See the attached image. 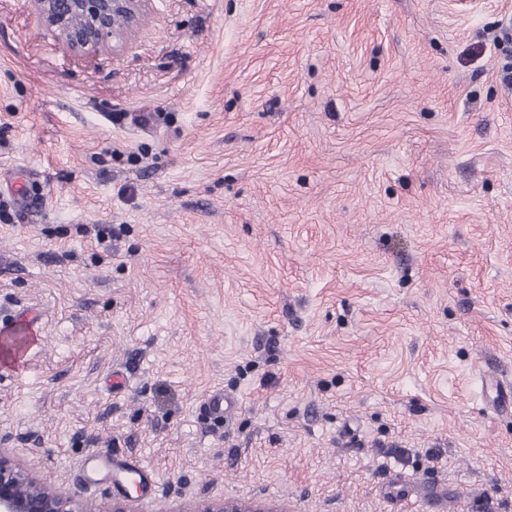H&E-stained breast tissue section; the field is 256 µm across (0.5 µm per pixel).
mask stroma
<instances>
[{
	"label": "stroma",
	"instance_id": "35a3bbf8",
	"mask_svg": "<svg viewBox=\"0 0 512 512\" xmlns=\"http://www.w3.org/2000/svg\"><path fill=\"white\" fill-rule=\"evenodd\" d=\"M507 33L512 0H148L79 55L0 0V324L40 316L0 450L134 512H512ZM235 407L233 399L224 396V391H213L204 402L205 411L215 417L226 418ZM182 512H281L262 501L223 499L198 503Z\"/></svg>",
	"mask_w": 512,
	"mask_h": 512
}]
</instances>
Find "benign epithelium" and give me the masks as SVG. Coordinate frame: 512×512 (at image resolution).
<instances>
[{"label":"benign epithelium","instance_id":"benign-epithelium-1","mask_svg":"<svg viewBox=\"0 0 512 512\" xmlns=\"http://www.w3.org/2000/svg\"><path fill=\"white\" fill-rule=\"evenodd\" d=\"M147 0H36L40 21L56 32L74 53L97 52L125 38L139 19ZM0 512H129L112 503L104 509L80 504L54 488L25 476L0 451ZM185 512H279L262 501L223 499L198 503Z\"/></svg>","mask_w":512,"mask_h":512}]
</instances>
